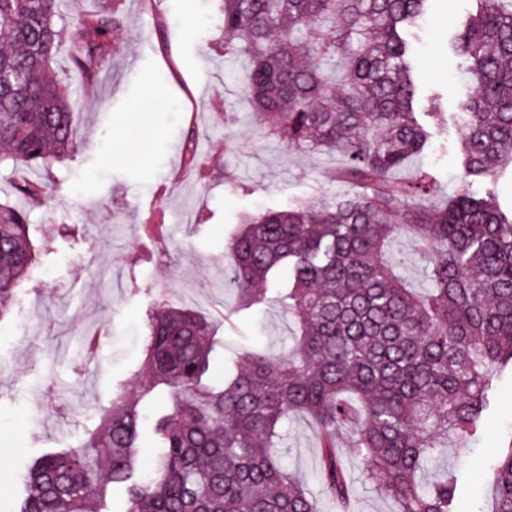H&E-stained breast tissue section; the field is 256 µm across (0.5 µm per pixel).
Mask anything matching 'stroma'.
<instances>
[{
    "label": "stroma",
    "instance_id": "1",
    "mask_svg": "<svg viewBox=\"0 0 512 512\" xmlns=\"http://www.w3.org/2000/svg\"><path fill=\"white\" fill-rule=\"evenodd\" d=\"M118 6L121 27L93 90H86L60 44L54 68L64 73L78 149L41 172L47 200L30 211L40 264L23 295L26 310L0 322V512H16L31 462L55 448L77 446L99 423L117 387H134L156 301L189 308L216 324L208 385L224 378L245 352L284 356L297 329L278 304L240 308L228 287L229 245L244 214L316 204L347 185L331 183L340 157L291 152L266 137L230 80L238 57L225 53L219 0H67L70 14ZM469 0H430L409 36L417 62L419 109L429 144L413 166L429 168L439 196L460 178L462 120L457 104L469 88L452 37ZM199 143L203 176L185 167L187 136ZM144 224L164 227V243ZM104 327L109 339L85 355L83 326ZM277 446L284 463L318 499L321 512H340L324 490L314 422L284 425ZM512 442V375L502 376L481 434L468 453L450 450L423 475L458 478L460 512H488L493 451ZM337 452L355 488L354 512H396L377 491L349 434Z\"/></svg>",
    "mask_w": 512,
    "mask_h": 512
}]
</instances>
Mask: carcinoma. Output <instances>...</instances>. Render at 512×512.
Returning a JSON list of instances; mask_svg holds the SVG:
<instances>
[{"instance_id":"cac0c4a2","label":"carcinoma","mask_w":512,"mask_h":512,"mask_svg":"<svg viewBox=\"0 0 512 512\" xmlns=\"http://www.w3.org/2000/svg\"><path fill=\"white\" fill-rule=\"evenodd\" d=\"M428 2L223 0L226 48L244 61L245 95L267 134L290 151L339 154L344 165L328 179L357 191L264 211L231 240L229 285L243 308L268 303L260 285L288 272V294L276 297L299 323L288 356L246 353L212 391L203 384L212 322L157 302L141 390L117 389L80 447L35 460L19 512H94L116 488L125 512H320L272 452L299 414L318 426L323 484L344 507L336 438L348 428L397 512H457V477L425 487L420 473L450 440L469 451L497 374L512 368V208L471 190L512 168V0H473L455 42L472 84L459 103L462 172L454 193L430 204L429 169L392 178L429 142L400 34ZM61 3L0 0V167L17 174L18 200L0 204V320L38 264L29 212L45 186L28 171L76 148L56 48L69 34L72 67L91 88L121 24L113 9L59 28ZM404 226L430 261L420 293L384 258ZM158 387L170 405L149 417L140 401ZM147 421L159 447L151 469L137 457ZM491 512H512V441L496 450Z\"/></svg>"}]
</instances>
